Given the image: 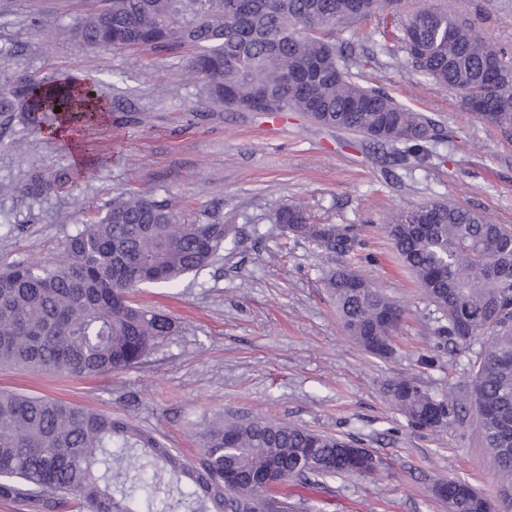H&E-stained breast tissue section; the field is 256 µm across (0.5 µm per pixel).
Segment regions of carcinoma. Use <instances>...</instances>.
I'll use <instances>...</instances> for the list:
<instances>
[{
  "instance_id": "cac0c4a2",
  "label": "carcinoma",
  "mask_w": 512,
  "mask_h": 512,
  "mask_svg": "<svg viewBox=\"0 0 512 512\" xmlns=\"http://www.w3.org/2000/svg\"><path fill=\"white\" fill-rule=\"evenodd\" d=\"M382 0H96L72 23L53 29L94 48L190 51L187 68L206 103L236 112L263 97L270 112H305L320 125L356 133L384 148L404 145L398 161L429 158L435 124L381 89L354 80L351 68L371 60L353 44L336 47L323 30L378 12ZM395 39L407 62L461 96L491 88L483 121L512 131V50L477 38L471 24L445 12L415 14ZM498 53L506 65L488 68ZM61 111H55V107ZM0 114L57 138L91 129L110 104L95 79L46 73L0 82ZM68 172H31L26 195L72 192ZM275 222L285 237L310 239L339 253L360 247L348 228L310 224L284 205ZM404 267L442 313L438 337L455 347L479 344L468 388L433 395L413 377L385 384L394 405L418 429L452 425L471 403L482 442L497 468L512 475V227L462 205L424 203L398 211L386 226ZM232 224L187 223L164 199L129 191L77 228L57 263H18L0 271V366L30 372L96 377L142 364L175 322L136 306L144 285L173 287L213 265L235 242ZM347 334L379 359L396 353L398 304L350 269L327 280ZM192 461L154 435L86 405L0 390V498L21 499L33 512H264L261 484L276 471L281 484L324 488V479L382 468L367 448L306 427L270 420H216L199 437ZM432 492L448 512H492V504L461 480Z\"/></svg>"
}]
</instances>
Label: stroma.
Returning a JSON list of instances; mask_svg holds the SVG:
<instances>
[{"instance_id":"1","label":"stroma","mask_w":512,"mask_h":512,"mask_svg":"<svg viewBox=\"0 0 512 512\" xmlns=\"http://www.w3.org/2000/svg\"><path fill=\"white\" fill-rule=\"evenodd\" d=\"M91 0H0V79L54 72L104 82L112 113L74 143L11 121L0 128V267L61 260L65 240L126 190L150 189L191 220L232 224L235 243L177 287L146 286L137 303L169 316L174 335L140 366L72 378L0 369V390L86 403L151 432L191 460L197 423L212 417L264 416L336 435L380 456L369 476L328 480L325 492L301 490L302 512H448L431 487L467 482L512 512V478L484 448L474 409L449 427L412 428L386 395L387 379L414 375L434 393L463 388L474 353L440 346L439 311L404 270L385 231L396 211L438 201L482 211L512 226V132L468 112L406 62L398 30L423 9L468 19L474 33L512 48V0H399L331 33L373 52L360 83L379 87L442 127L429 163H391L362 137L313 124L303 113L210 109L191 80L186 54L84 49L51 40L31 25L46 14L71 23ZM149 113L148 124L136 121ZM84 167H76L74 153ZM78 172L81 189L28 196L32 169ZM306 209L313 223L351 228L360 253L340 254L303 238L284 239L274 222L283 205ZM275 259H268V252ZM348 265L404 310L397 353L382 361L346 333L325 287ZM435 356L428 369L422 356Z\"/></svg>"}]
</instances>
